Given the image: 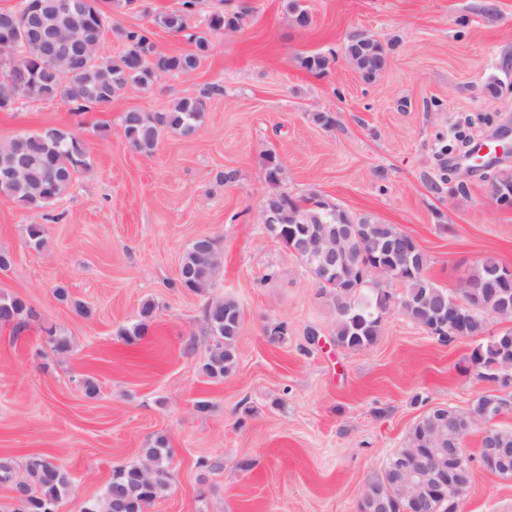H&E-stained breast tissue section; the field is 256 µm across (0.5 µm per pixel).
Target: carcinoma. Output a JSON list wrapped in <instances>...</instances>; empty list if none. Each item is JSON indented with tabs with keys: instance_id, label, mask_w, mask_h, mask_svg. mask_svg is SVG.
<instances>
[{
	"instance_id": "carcinoma-1",
	"label": "carcinoma",
	"mask_w": 512,
	"mask_h": 512,
	"mask_svg": "<svg viewBox=\"0 0 512 512\" xmlns=\"http://www.w3.org/2000/svg\"><path fill=\"white\" fill-rule=\"evenodd\" d=\"M77 6L68 16V23L87 44L97 46L112 26V10L126 9L134 0H74ZM195 0H184V9L159 13L153 24L165 31L179 33L188 27L189 12ZM242 16L237 13H214L208 27L213 32L236 30L241 27ZM13 42L18 47L16 65L6 74L9 82L21 90H30L36 99L58 98L66 102L84 105H106L114 96L130 87H151L162 74L194 70L209 49L208 33L196 36V51L187 54L150 53L149 37L143 30L121 31L127 50L118 58L101 54L84 61L73 58L68 61L66 78L58 75L55 67L47 64L41 46L24 31L12 30ZM369 53L379 65L386 63V51L382 44L365 33L351 35L345 44V56L358 64L362 77L368 79L371 72L363 65V53ZM205 114V102L201 98L185 97L164 112L131 110L122 118L124 136L128 146L136 152L150 154L166 131L189 135L195 131ZM26 142L34 178L22 190L5 192V195L30 211H40L64 194L76 175L87 168L86 144L77 134L58 129L39 133L21 134ZM284 167L275 152L266 156L265 180L273 187L266 194L268 199L283 202L280 222L266 226L269 234L286 248H291L288 229L313 228L317 233L336 241V228L340 224L352 225L351 236L338 243L339 249L359 255V262L336 267V275L319 282L322 294L333 301L336 308L334 340L337 346L357 351L377 342L381 330L382 315L389 309L391 295L381 286H372L359 280V263L387 255L389 245L401 236L402 231L392 224H379L367 217L353 218L345 210L330 204L313 194L297 200L279 190L283 181ZM28 243L35 249L44 246L46 228L43 224H29L26 228ZM217 248L215 239L199 237L185 251L180 268L186 277L178 279V286L196 294L206 295L216 287L223 266L210 265L200 257L199 243ZM428 258L418 250L390 263L388 275L405 286L408 299L400 311L410 320L425 328L430 325L432 310L448 305L451 299L461 301L459 316L463 319L472 338L478 340L469 356V368L480 377L493 374L491 365L503 358L512 360V339L502 342L494 336L480 339L487 327L484 316L470 310L475 305L485 313L500 306V296L482 287L489 281L494 270L502 265L492 257L482 259L466 272L469 288L453 294L442 288L426 275ZM155 304L147 301L142 305L140 320L122 329L121 335L128 344L145 336L152 319ZM33 317L31 308L19 296H0V326L11 328L18 337L28 330ZM207 329L214 338L205 362L203 373L212 379H222L234 373L238 365L236 340L240 332L242 312L232 298L212 299L204 310ZM46 340L54 351L70 350L66 336L50 327L45 330ZM435 424L433 411H426L412 427L406 444L388 459L384 467L371 474L365 481L363 496L381 495L389 504L388 512H407L409 505L401 498L399 488L393 484V471L400 458L416 448L422 436ZM495 440L504 448H512V430L493 426L483 429L482 441ZM171 448L168 439L155 437L152 445L144 449L139 463L116 467L103 494L83 503L80 512H147L149 505L168 488L172 479L168 463ZM0 482L12 483L11 490L23 495L11 496L12 503L0 505V512H59L63 499L69 493L70 477L60 461L46 454L28 457L25 474L14 477L10 460H0Z\"/></svg>"
}]
</instances>
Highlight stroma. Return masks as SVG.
I'll return each mask as SVG.
<instances>
[{"mask_svg": "<svg viewBox=\"0 0 512 512\" xmlns=\"http://www.w3.org/2000/svg\"><path fill=\"white\" fill-rule=\"evenodd\" d=\"M182 2L140 0L113 13L103 55L124 52L122 28L149 30L155 51L185 54L213 13H240L242 27L208 33L195 70L127 89L111 105L79 111L41 99L0 112V143L74 131L89 161L40 211L0 195V251L13 258L0 295L22 296L34 312L22 336L0 327V457L19 472L29 454L58 458L71 476L59 512H79L162 433L172 480L148 512H358L366 478L404 447L424 412L468 410L489 385L466 370L473 339L439 342L394 306L373 346L334 344L333 304L261 223L265 156L277 154L281 188L294 197L314 192L413 236L427 276L450 292L485 257L512 267V208L490 190L512 155L465 174L457 153L441 151L459 133L512 141V0H298L306 28L294 24L289 0H197L185 31L153 26ZM355 30L386 49L373 79L345 56ZM313 54L327 58L324 73L302 67ZM196 96L206 111L193 135L164 134L148 156L128 147L125 112ZM318 112L335 125L318 124ZM231 170L236 179L222 181ZM33 222L46 226L38 250L25 244ZM202 235L223 254L208 297L177 285L182 256ZM60 286L70 303L57 300ZM212 296L242 311L238 366L220 380L201 370ZM75 300L90 317L72 309ZM149 300L148 332L127 344L120 331ZM279 323L285 334L271 340ZM51 325L70 337V352L48 346ZM88 379L96 395L86 394ZM200 400L208 413L196 411ZM202 459L215 469L200 468ZM244 459L250 470L240 469ZM460 510L512 512V479L475 466Z\"/></svg>", "mask_w": 512, "mask_h": 512, "instance_id": "1", "label": "stroma"}]
</instances>
